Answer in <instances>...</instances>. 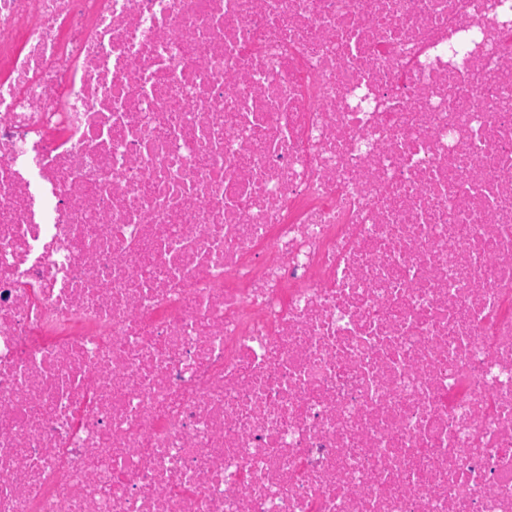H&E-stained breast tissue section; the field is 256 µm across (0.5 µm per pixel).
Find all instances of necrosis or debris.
Segmentation results:
<instances>
[{"instance_id": "obj_1", "label": "necrosis or debris", "mask_w": 512, "mask_h": 512, "mask_svg": "<svg viewBox=\"0 0 512 512\" xmlns=\"http://www.w3.org/2000/svg\"><path fill=\"white\" fill-rule=\"evenodd\" d=\"M0 512H512V0H0Z\"/></svg>"}]
</instances>
